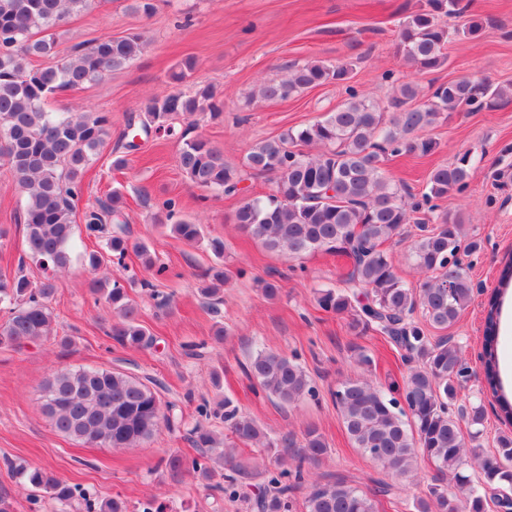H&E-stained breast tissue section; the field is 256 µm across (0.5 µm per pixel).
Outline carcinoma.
<instances>
[{
    "label": "carcinoma",
    "instance_id": "1",
    "mask_svg": "<svg viewBox=\"0 0 512 512\" xmlns=\"http://www.w3.org/2000/svg\"><path fill=\"white\" fill-rule=\"evenodd\" d=\"M459 2L425 0L422 8L405 17L399 25L397 53L407 64L419 71L438 69L448 61L451 38L472 39L480 33L482 20L475 15L451 30L439 22L442 15L463 14ZM91 5L92 0H0V163L9 167L25 193L26 246V258L19 259L14 274H0V306L8 313L0 323L1 346L19 347L52 335L54 274L72 262V216L83 194V174L109 136L107 113L56 112L50 103L63 90L99 82L128 66L146 44L140 33L119 38L104 35L88 48L60 51L66 20ZM46 57L56 62L41 68L33 65V59ZM195 66L193 59H185L170 80L178 85L186 82ZM285 70L283 78L261 85L255 97L283 100L306 88L343 83L350 74L344 63L319 61L287 65ZM419 96L417 85L401 81L392 86L388 104L382 107L351 89L349 98L320 120L253 145L239 167L228 164L224 153L201 135L183 138L178 164L192 187L242 197L233 221L266 250L292 260L315 252L349 259L343 287L318 290V306L327 312L348 313L353 328L386 337L407 365L401 385L383 388L361 375L337 383L332 396L353 447L397 479L412 477L419 460L426 458L464 491L460 498L436 479L417 499L416 512H489L492 506L508 512L512 501L489 500L486 489L512 485V436H500L492 452L465 448L460 422H467L471 438L476 439L483 432L486 412L479 402L460 408L456 417L449 414L448 406L459 394L466 369L461 347L448 336L431 339L412 318L419 308L426 324L446 331L470 302L473 283L458 258L461 221L456 214L443 212L437 216V225L419 228L411 250L424 279L416 288L399 276L383 245L401 240L411 214L421 209L403 186L386 175L389 157L432 153L437 142L424 136L425 131L455 110L477 111L487 100L512 97V89L459 79L438 87L425 102ZM144 112L141 131L158 135L170 132V122L178 116L218 118L221 101L210 86L188 92L176 88L148 99ZM311 145L325 150L315 155L302 150ZM470 169L467 153L452 164L436 167L429 175L423 202L432 210V200L464 188ZM247 174L272 177V191L256 197L244 194L240 185ZM124 208V194L112 189L106 199L86 207L82 215L86 231L103 232L105 224ZM171 230L189 244L204 238L202 225L186 219L176 221ZM123 234L121 227L113 230L102 249L85 254V264L94 273L88 290L112 304L117 320L107 337L122 347L148 349L155 338L138 323L137 304L127 288L112 279L110 267L125 266L129 250L136 251L152 271V279L142 283L144 288L153 287L167 268L156 262L146 245H131ZM208 246L219 263L205 270L211 284L201 293L213 299L211 310L216 313L221 287L229 283L232 273L220 263L224 244L213 238ZM28 259L44 270L42 280L27 277ZM511 284L512 256H508L487 309L482 360L488 391L510 426L512 399L499 374L497 335L501 295ZM243 370L282 404L313 394L305 369L279 352L260 349ZM40 398L55 430L84 444L131 448L150 439L160 424L172 425L156 391L136 377L108 369L56 372L43 384ZM200 414L220 419L227 434L196 424L190 437L194 447L205 449L203 460L189 461L174 452L163 459L165 468L174 479L193 472L208 489L234 498L255 476L252 468L236 460L234 451L241 445L260 448L268 460V480L251 503L254 512H292L291 490L305 482V465L318 464L329 453L317 429H307L300 440L291 431L272 438L227 398L212 407L203 404ZM290 460L295 462L292 475L286 469ZM9 466L22 484L49 495L62 512H68L77 499L84 501L86 512H130L124 501H98L39 465L11 462ZM471 466L480 471L476 482L467 474ZM304 507L305 512H378L376 496L343 479L312 481Z\"/></svg>",
    "mask_w": 512,
    "mask_h": 512
}]
</instances>
